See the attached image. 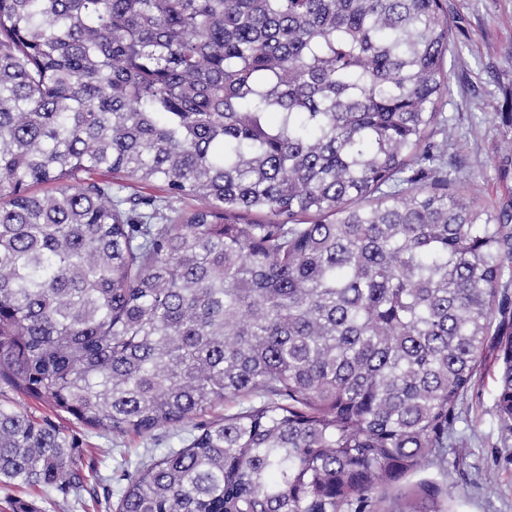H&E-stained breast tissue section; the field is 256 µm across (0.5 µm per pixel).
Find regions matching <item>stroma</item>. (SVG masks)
Listing matches in <instances>:
<instances>
[{
	"label": "stroma",
	"mask_w": 512,
	"mask_h": 512,
	"mask_svg": "<svg viewBox=\"0 0 512 512\" xmlns=\"http://www.w3.org/2000/svg\"><path fill=\"white\" fill-rule=\"evenodd\" d=\"M454 34L448 56L450 95L442 116L455 131L448 146L449 168L455 169L458 188L488 203L507 197L491 163L512 145V0H443ZM496 350L486 362L458 408L456 444L448 451V466L423 471L461 496L455 512H512V437L503 434L495 414L499 363ZM66 427L79 434L84 445L104 448L96 476L80 497L61 500L26 486L0 485V512H12L21 501L36 512H114L109 503H94L89 491L99 479L113 474L123 460L145 453L141 439L103 438L75 420Z\"/></svg>",
	"instance_id": "35a3bbf8"
}]
</instances>
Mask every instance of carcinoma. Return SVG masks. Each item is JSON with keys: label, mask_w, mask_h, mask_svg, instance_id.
Wrapping results in <instances>:
<instances>
[{"label": "carcinoma", "mask_w": 512, "mask_h": 512, "mask_svg": "<svg viewBox=\"0 0 512 512\" xmlns=\"http://www.w3.org/2000/svg\"><path fill=\"white\" fill-rule=\"evenodd\" d=\"M450 44L442 0H0V483L96 470L31 399L173 431L116 512H452L384 506L489 345L512 433V204L449 189Z\"/></svg>", "instance_id": "cac0c4a2"}]
</instances>
